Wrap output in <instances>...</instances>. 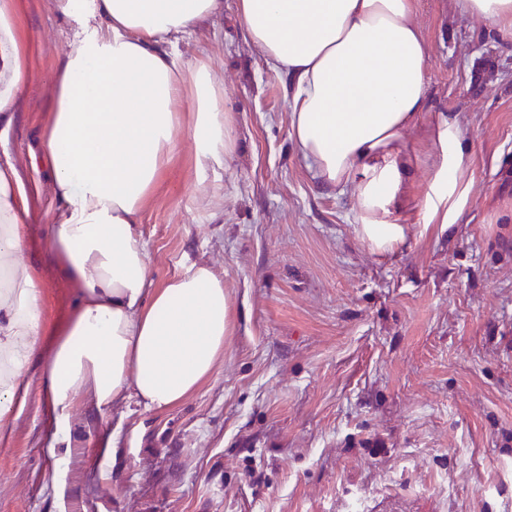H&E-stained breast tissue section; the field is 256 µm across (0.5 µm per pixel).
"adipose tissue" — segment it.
<instances>
[{
	"mask_svg": "<svg viewBox=\"0 0 512 512\" xmlns=\"http://www.w3.org/2000/svg\"><path fill=\"white\" fill-rule=\"evenodd\" d=\"M75 39L52 74L51 113L40 163L52 175L57 220L49 242L76 300L43 338L36 276L15 266L33 221L12 164H0V336L11 368L0 376V414L22 384L31 354L48 355L43 387L61 439L89 399L98 414L129 398L146 411L172 407L214 371L230 334L224 279L195 263L163 285L150 274L138 233L145 200L180 149L177 105L189 99L197 167L235 150L224 91L205 60L179 61L169 47L224 11V0H50ZM14 0H0V125L10 124L29 80ZM461 13L512 39V0H458ZM417 0H237L249 41L292 82L290 136L319 185L350 191L359 232L379 248L401 240L402 173L430 164L423 208L454 224L469 196L456 122L437 118L429 151L407 144L427 110L429 44L414 20Z\"/></svg>",
	"mask_w": 512,
	"mask_h": 512,
	"instance_id": "ef3b65f1",
	"label": "adipose tissue"
}]
</instances>
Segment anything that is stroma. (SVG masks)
<instances>
[{
	"instance_id": "stroma-1",
	"label": "stroma",
	"mask_w": 512,
	"mask_h": 512,
	"mask_svg": "<svg viewBox=\"0 0 512 512\" xmlns=\"http://www.w3.org/2000/svg\"><path fill=\"white\" fill-rule=\"evenodd\" d=\"M236 4L173 47L208 62L236 150L199 170L181 146L139 226L155 284L193 263L223 277L224 356L168 409L129 399L102 416L78 401L60 467L32 355L0 416V512H512V44L457 0H419L424 119L465 130L469 202L451 227L428 223L432 170L416 166L395 216L404 237L380 250L358 233L352 195L321 188L291 141L290 81ZM14 15L31 79L0 164L37 211L21 260L50 327L76 296L48 241L52 182L32 163L72 28L49 0H15Z\"/></svg>"
}]
</instances>
